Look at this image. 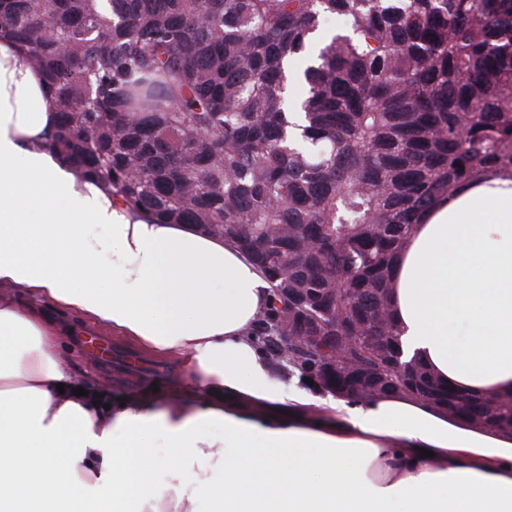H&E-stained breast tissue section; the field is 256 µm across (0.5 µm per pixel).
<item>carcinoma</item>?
I'll return each instance as SVG.
<instances>
[{"label": "carcinoma", "instance_id": "obj_1", "mask_svg": "<svg viewBox=\"0 0 512 512\" xmlns=\"http://www.w3.org/2000/svg\"><path fill=\"white\" fill-rule=\"evenodd\" d=\"M4 39L43 72L78 176L251 255L271 288L251 337L288 380L512 434V394L461 395L419 358L391 371L390 311L411 227L512 177V0H0ZM285 319L323 341L283 360Z\"/></svg>", "mask_w": 512, "mask_h": 512}]
</instances>
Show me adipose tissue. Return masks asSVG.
<instances>
[{"label": "adipose tissue", "instance_id": "1", "mask_svg": "<svg viewBox=\"0 0 512 512\" xmlns=\"http://www.w3.org/2000/svg\"><path fill=\"white\" fill-rule=\"evenodd\" d=\"M57 124L42 72L0 41V512H196L200 494L209 512H512L511 434L420 398L283 390L247 338L270 297L249 255L76 176L50 147ZM44 303L180 360L185 382L161 411L97 405ZM392 309L405 354L442 383L512 393V177L423 215Z\"/></svg>", "mask_w": 512, "mask_h": 512}]
</instances>
